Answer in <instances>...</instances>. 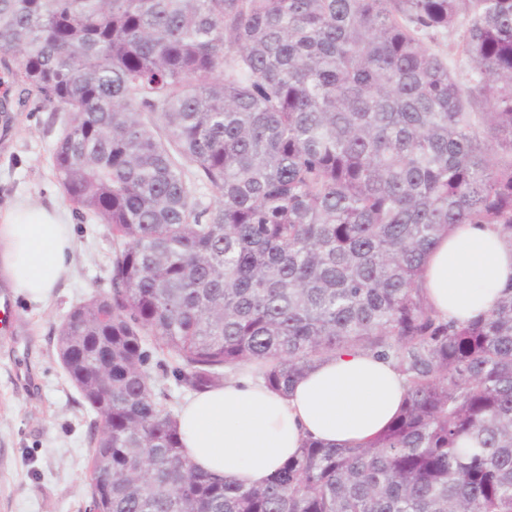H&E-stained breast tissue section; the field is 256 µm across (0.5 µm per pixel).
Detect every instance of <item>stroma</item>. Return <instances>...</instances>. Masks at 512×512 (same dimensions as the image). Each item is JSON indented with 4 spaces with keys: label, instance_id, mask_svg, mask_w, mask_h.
I'll list each match as a JSON object with an SVG mask.
<instances>
[{
    "label": "stroma",
    "instance_id": "obj_1",
    "mask_svg": "<svg viewBox=\"0 0 512 512\" xmlns=\"http://www.w3.org/2000/svg\"><path fill=\"white\" fill-rule=\"evenodd\" d=\"M65 115L43 104L0 115V206L19 199L65 206L50 166ZM75 247L51 300L10 296L14 319L0 330V512H88L94 418L69 383L55 330L71 308L106 292L112 234L71 216Z\"/></svg>",
    "mask_w": 512,
    "mask_h": 512
}]
</instances>
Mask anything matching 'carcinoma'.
<instances>
[{"instance_id":"carcinoma-1","label":"carcinoma","mask_w":512,"mask_h":512,"mask_svg":"<svg viewBox=\"0 0 512 512\" xmlns=\"http://www.w3.org/2000/svg\"><path fill=\"white\" fill-rule=\"evenodd\" d=\"M0 71L66 114L57 185L112 230L56 344L98 512H512V282L465 324L421 288L452 226L512 240V0H0ZM350 350L402 375L391 424L253 487L186 456L146 370L286 395Z\"/></svg>"}]
</instances>
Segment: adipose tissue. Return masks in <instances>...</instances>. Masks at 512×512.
Instances as JSON below:
<instances>
[{
  "label": "adipose tissue",
  "instance_id": "ef3b65f1",
  "mask_svg": "<svg viewBox=\"0 0 512 512\" xmlns=\"http://www.w3.org/2000/svg\"><path fill=\"white\" fill-rule=\"evenodd\" d=\"M73 231L62 209L28 200L0 208V282L48 302L69 266ZM512 283V241L491 224H458L424 265L428 304L447 321L489 311ZM405 394L391 361L361 351L333 357L281 396L244 376L195 394L177 419L186 455L199 468L244 486L264 484L306 438L330 445L372 440Z\"/></svg>",
  "mask_w": 512,
  "mask_h": 512
}]
</instances>
